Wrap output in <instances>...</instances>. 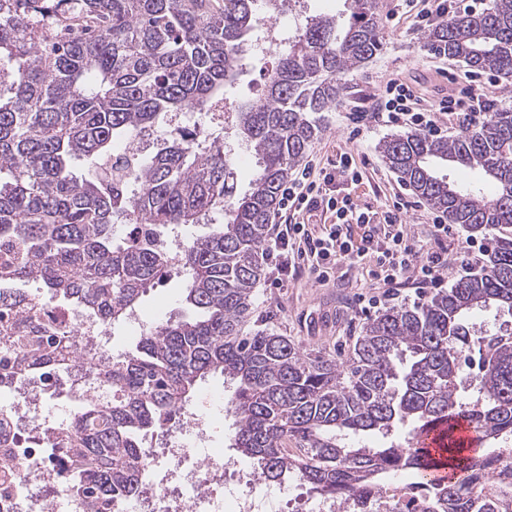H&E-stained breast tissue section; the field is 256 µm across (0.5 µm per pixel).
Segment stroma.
I'll use <instances>...</instances> for the list:
<instances>
[{"label": "stroma", "instance_id": "1", "mask_svg": "<svg viewBox=\"0 0 512 512\" xmlns=\"http://www.w3.org/2000/svg\"><path fill=\"white\" fill-rule=\"evenodd\" d=\"M396 4L397 0H379L384 49L366 66L348 75L345 102L336 111L327 113L322 131L308 151L309 156L322 160L336 158L343 151L354 152L356 159L367 160L362 183L350 186L349 191L357 204L374 208L388 203L402 187L380 152L382 142L395 136L396 131L376 126L369 120L358 139H351L347 111L378 93L380 86L392 77L407 82L422 106L438 105L451 90L446 77L439 72L440 67L457 72L466 68L465 63L435 56L424 49L420 30L410 31L406 26L390 22L389 15L395 11ZM276 64L273 56L266 59L249 56L236 82L225 89V96L234 104L260 97L266 84L263 74L273 70ZM369 282L367 273L358 267L349 268L345 280L328 285L304 276L278 288L265 277L254 292V316L288 336L305 352L342 356L359 336L366 320L350 299ZM138 310L146 332L169 317L188 314L180 278L174 276L150 288L142 296Z\"/></svg>", "mask_w": 512, "mask_h": 512}]
</instances>
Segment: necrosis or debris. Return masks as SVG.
Listing matches in <instances>:
<instances>
[{
  "instance_id": "necrosis-or-debris-1",
  "label": "necrosis or debris",
  "mask_w": 512,
  "mask_h": 512,
  "mask_svg": "<svg viewBox=\"0 0 512 512\" xmlns=\"http://www.w3.org/2000/svg\"><path fill=\"white\" fill-rule=\"evenodd\" d=\"M265 18L258 52L275 53L293 28L291 14L278 0H265ZM200 132L231 130L233 109L219 103L194 118L189 112L167 114L164 128L176 132L187 127ZM61 328L75 330L85 345L109 354L112 331L94 315L77 308L54 307ZM52 396L45 382L12 388L0 401V433L11 438L7 467L0 469V512H89L86 501L74 498L63 485V459L55 446V433L73 416L72 404L52 420L47 404ZM210 435L199 415L184 412L175 431L148 447L146 471L152 473L150 491L126 500L123 512H427L429 494L413 477L358 499L339 501L303 493L273 502V482L261 478L254 467L228 454L208 451Z\"/></svg>"
}]
</instances>
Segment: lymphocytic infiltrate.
<instances>
[{
    "instance_id": "lymphocytic-infiltrate-1",
    "label": "lymphocytic infiltrate",
    "mask_w": 512,
    "mask_h": 512,
    "mask_svg": "<svg viewBox=\"0 0 512 512\" xmlns=\"http://www.w3.org/2000/svg\"><path fill=\"white\" fill-rule=\"evenodd\" d=\"M484 0H401L398 13L418 29L435 25L455 11H469ZM458 97H444L439 110L430 112L414 106L411 88L398 79H388L374 97L375 121L387 126H404L431 137L448 135L442 116L450 112L470 130L484 122L495 101L489 89L493 74L466 71L454 76ZM363 172L353 153L344 152L328 163L309 161L281 189L279 208L295 212L296 220L278 225L266 241L272 261L274 285L303 274L324 284L345 266H369L380 295L361 299L359 309L367 313L409 296L424 299L431 290L443 288L448 273V239L453 230L441 213L431 212L424 232H412L405 218L420 210V201L402 194L388 204L361 209L350 197H336L337 182L358 183ZM318 225H310L311 217ZM360 237H353V229Z\"/></svg>"
}]
</instances>
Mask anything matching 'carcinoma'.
Masks as SVG:
<instances>
[{
	"label": "carcinoma",
	"mask_w": 512,
	"mask_h": 512,
	"mask_svg": "<svg viewBox=\"0 0 512 512\" xmlns=\"http://www.w3.org/2000/svg\"><path fill=\"white\" fill-rule=\"evenodd\" d=\"M377 0H346L339 15L306 21L281 52L266 94L235 109V131L258 159L249 189L233 194L223 137L187 129L133 159L134 187L99 174L118 142L159 131L170 112L224 102L245 66L255 0H0V390L42 377L72 395L93 385L57 445L65 482L92 512H119L140 492L141 436L173 426L197 381L236 382L228 402L232 447L259 475L291 478L339 500L377 489L394 472L441 465L418 447L448 428V481L432 484L434 512H499L477 479L489 455L455 445L512 438V333L475 330L476 310L512 315V108L454 138L398 135L386 164L432 207L491 241L474 271L418 305L395 304L364 323L344 362L304 354L271 328L241 333L264 271L263 244L282 186L343 101L345 77L383 49ZM424 47L473 70L512 78V0L429 28ZM479 170L495 192L445 170ZM156 236L115 242V225ZM187 224L211 230L180 258L191 317L169 318L135 351L91 364L75 333L17 304L18 282H39L56 306L112 325L161 279L170 254L158 237ZM412 431L386 442L400 424Z\"/></svg>",
	"instance_id": "carcinoma-1"
}]
</instances>
